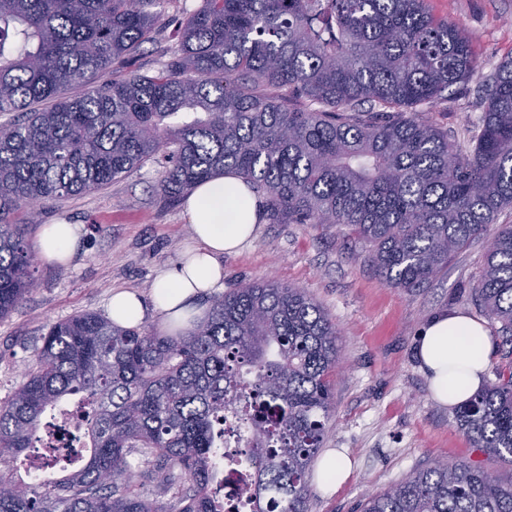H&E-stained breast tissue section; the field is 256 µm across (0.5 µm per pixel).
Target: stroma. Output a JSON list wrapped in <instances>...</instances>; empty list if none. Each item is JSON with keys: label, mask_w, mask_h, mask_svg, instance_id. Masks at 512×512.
<instances>
[{"label": "stroma", "mask_w": 512, "mask_h": 512, "mask_svg": "<svg viewBox=\"0 0 512 512\" xmlns=\"http://www.w3.org/2000/svg\"><path fill=\"white\" fill-rule=\"evenodd\" d=\"M199 0H169L153 41L111 76L152 74L171 45L183 7ZM430 13L464 30L480 69L449 87L446 101L427 118L470 148L485 101L486 75L512 56V0H427ZM153 166L99 191L51 202L42 208L28 240L40 248L42 225L61 220L82 227L72 264L39 261L35 286L24 302L0 319V398L20 381L28 350L46 325L83 311L107 314L114 291L150 299L156 281L197 242L183 203L168 206L156 195ZM490 234L453 255L432 282L406 292L388 286L365 259L367 248L337 224L260 222L238 253L222 257L224 286L274 279L302 288L340 330L338 366L332 377L331 432L324 449L347 451L351 477L329 496L312 490L311 512H360L361 503L428 464L467 461L512 477V462L474 447L457 426L455 411L438 403L419 368L415 342L424 323L441 312L486 315L473 289Z\"/></svg>", "instance_id": "obj_1"}]
</instances>
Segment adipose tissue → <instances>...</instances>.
I'll return each instance as SVG.
<instances>
[{
	"instance_id": "obj_1",
	"label": "adipose tissue",
	"mask_w": 512,
	"mask_h": 512,
	"mask_svg": "<svg viewBox=\"0 0 512 512\" xmlns=\"http://www.w3.org/2000/svg\"><path fill=\"white\" fill-rule=\"evenodd\" d=\"M184 213L196 249L178 259L172 273L158 279L151 303H144L134 292H114L108 308L114 324H141L151 307L169 323L187 325L190 301L222 287L223 255L238 251L253 236L259 201L242 178L221 175L198 184L185 201ZM80 235L77 224L44 225L42 257L57 265L69 264L77 254ZM492 352L493 337L486 324L462 313L432 317L421 329L416 348L434 399L448 407L468 401L483 387ZM352 471L351 458L332 449L320 458L314 481L322 491L330 492L342 486Z\"/></svg>"
}]
</instances>
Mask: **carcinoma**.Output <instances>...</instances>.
Instances as JSON below:
<instances>
[{"instance_id": "1", "label": "carcinoma", "mask_w": 512, "mask_h": 512, "mask_svg": "<svg viewBox=\"0 0 512 512\" xmlns=\"http://www.w3.org/2000/svg\"><path fill=\"white\" fill-rule=\"evenodd\" d=\"M170 0H0V318L34 286L37 207L148 164L174 205L243 178L271 224H342L392 288H423L512 207V58L486 83L471 150L410 111L478 67L469 37L426 0H202L153 75L106 78L153 39ZM79 88L81 92L72 93ZM185 112L181 124L171 119ZM476 301L512 343V225L493 236ZM0 400V512H224L213 495L231 438L250 512H310L327 437L338 330L275 281L213 297L176 336L94 311L46 325ZM93 406L80 465L17 475L48 412ZM474 446L512 462V363L456 412ZM137 452L143 496L128 457ZM362 512H512V478L437 464Z\"/></svg>"}]
</instances>
